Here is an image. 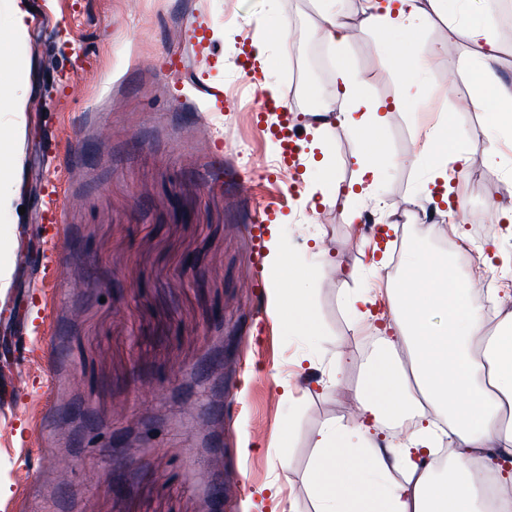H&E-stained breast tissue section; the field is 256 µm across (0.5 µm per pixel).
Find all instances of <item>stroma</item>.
<instances>
[{
    "mask_svg": "<svg viewBox=\"0 0 512 512\" xmlns=\"http://www.w3.org/2000/svg\"><path fill=\"white\" fill-rule=\"evenodd\" d=\"M18 4L29 11L24 105L0 110V132L19 122L24 136L16 207L0 217L17 237L0 323L20 325L22 342L0 355V512H210L218 486L224 512H268L273 487L292 512H315L310 437L329 421L356 425L346 407L369 359L343 298L386 287L393 257L376 251L377 230L346 218L340 189L356 179L360 140L335 137L336 183L322 195L309 193L321 170L281 166L265 85L290 128L312 117L276 0H0V55L13 51L1 36ZM345 34L321 95L347 109L336 92L347 60L369 101L407 103L371 134L392 157L376 198L413 212L427 167L412 158L426 129L450 124L486 171L453 176L465 223L497 226L490 242L512 255L500 214L512 205V138L484 137L493 119L470 108L483 94L475 75L457 74L447 93L449 61L479 49L439 17L411 35ZM258 44L269 60L254 73L244 54ZM428 45L440 56L412 75ZM267 208L275 219L258 222ZM273 238L317 274L309 361L269 293ZM452 240L423 245L483 287L480 257L462 262ZM190 258L203 273L194 283Z\"/></svg>",
    "mask_w": 512,
    "mask_h": 512,
    "instance_id": "obj_1",
    "label": "stroma"
}]
</instances>
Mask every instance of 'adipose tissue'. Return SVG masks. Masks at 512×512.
Masks as SVG:
<instances>
[{
  "mask_svg": "<svg viewBox=\"0 0 512 512\" xmlns=\"http://www.w3.org/2000/svg\"><path fill=\"white\" fill-rule=\"evenodd\" d=\"M470 0H363L354 22L382 33L398 27L415 30L433 16L462 24L468 39L481 46L479 61L451 62L453 70L477 67L493 98L509 107L500 123L486 128L488 139L512 132V86L497 76L496 32L492 18L497 0H482L471 13ZM343 96L350 107L337 111L324 103L326 120L313 125L311 150L327 152L333 130L362 138L356 158V197L366 201L369 187L389 157L368 142L370 129L387 121L380 104L363 107V82L349 65H342ZM21 125L0 135V211L15 200L14 164ZM423 155L427 182L423 202L434 203L435 189L451 193L449 165L467 169L468 158L446 126L425 133ZM267 264L273 272V297L280 320L289 332L315 333L305 283L309 270L278 246L271 245ZM408 275L383 292L391 336L369 360L355 391L358 426L329 422L313 437L315 478L312 489L317 512H483L472 477L475 465L512 457V311L500 317L494 332H486L483 303L469 280L455 276L443 257L419 247L405 254ZM410 418L414 425L404 439L380 441L377 428L390 419ZM448 438L453 446L448 471L438 475L434 445Z\"/></svg>",
  "mask_w": 512,
  "mask_h": 512,
  "instance_id": "ef3b65f1",
  "label": "adipose tissue"
}]
</instances>
